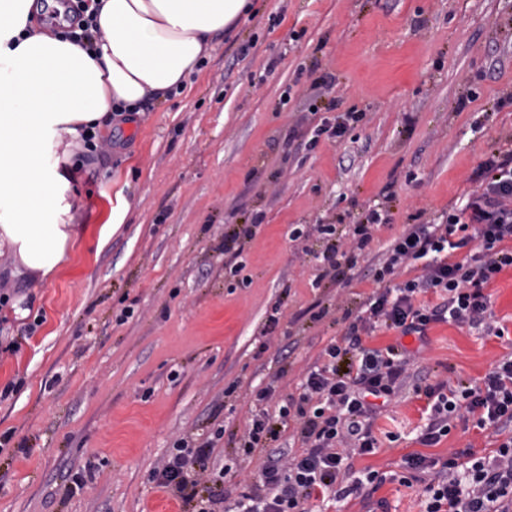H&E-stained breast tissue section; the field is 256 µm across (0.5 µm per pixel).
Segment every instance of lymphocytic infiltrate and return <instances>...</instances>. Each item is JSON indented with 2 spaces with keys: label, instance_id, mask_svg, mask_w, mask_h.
Wrapping results in <instances>:
<instances>
[{
  "label": "lymphocytic infiltrate",
  "instance_id": "obj_1",
  "mask_svg": "<svg viewBox=\"0 0 512 512\" xmlns=\"http://www.w3.org/2000/svg\"><path fill=\"white\" fill-rule=\"evenodd\" d=\"M478 188L451 206L438 224H413L389 249L376 269L377 288L349 328L347 345L324 351L325 363L314 366L303 394L289 399L271 416L272 396L264 388L254 396V414L235 455L211 460L213 440L197 447L178 443L162 467L152 474L191 512H224V498L213 489L237 469L241 458L265 452L260 479L236 502L234 512H311V500L322 496H372L385 478L367 470L353 475V455L373 453L379 441L373 433L380 403L396 397L410 356L388 345L365 347L363 339L376 329L425 337L430 324L453 323L504 338L496 325L489 286L503 271L512 270V148L492 151L472 176ZM372 209L354 228L349 249L329 245L323 255L331 269L355 266L372 239L374 226L384 223ZM423 261L422 275L397 283V268ZM430 408L420 436L424 445L447 436L461 415L471 416L478 429H493L499 440L492 454L460 464L461 452L446 459L421 454L405 457L394 479L405 487L421 486L424 512H512V354L503 356L482 381H441L414 385ZM296 418L305 445L289 457L272 447L276 418Z\"/></svg>",
  "mask_w": 512,
  "mask_h": 512
}]
</instances>
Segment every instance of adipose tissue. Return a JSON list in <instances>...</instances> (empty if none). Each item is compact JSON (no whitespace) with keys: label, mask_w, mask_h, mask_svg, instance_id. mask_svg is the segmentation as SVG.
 I'll return each instance as SVG.
<instances>
[{"label":"adipose tissue","mask_w":512,"mask_h":512,"mask_svg":"<svg viewBox=\"0 0 512 512\" xmlns=\"http://www.w3.org/2000/svg\"><path fill=\"white\" fill-rule=\"evenodd\" d=\"M253 0H99L86 48L35 29L34 0H0V246L18 275L68 258L67 178L85 134L114 106L160 100L232 31Z\"/></svg>","instance_id":"obj_1"}]
</instances>
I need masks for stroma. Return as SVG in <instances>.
I'll return each instance as SVG.
<instances>
[{"instance_id":"1","label":"stroma","mask_w":512,"mask_h":512,"mask_svg":"<svg viewBox=\"0 0 512 512\" xmlns=\"http://www.w3.org/2000/svg\"><path fill=\"white\" fill-rule=\"evenodd\" d=\"M317 76L331 87L313 88ZM348 112L362 121L314 137ZM96 142L75 155L64 266L16 276L0 256V512H169L177 500L151 474L170 448L217 432L223 459L255 391L271 388L272 410L298 396L390 243L437 223L478 164L512 147V0H258L179 90ZM374 206L388 223L335 276L328 243L350 245ZM248 224L241 256L225 251ZM363 343L413 351L431 384L483 377L512 353L448 323ZM425 407L404 386L375 427L400 439L354 470L495 450L492 430L461 424L421 444Z\"/></svg>"}]
</instances>
